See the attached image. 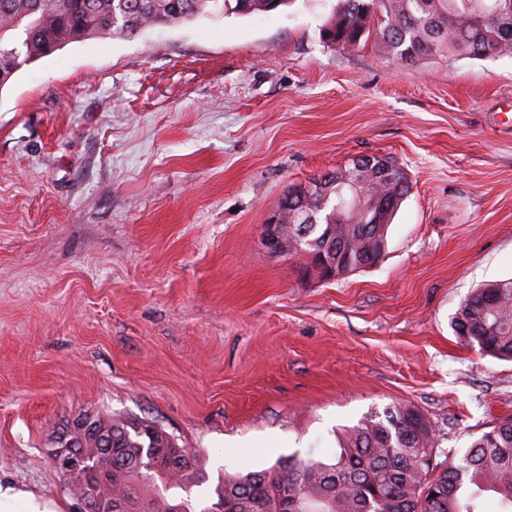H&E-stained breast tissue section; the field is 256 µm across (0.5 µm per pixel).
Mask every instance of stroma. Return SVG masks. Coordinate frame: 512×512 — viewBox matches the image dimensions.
Here are the masks:
<instances>
[{"label": "stroma", "instance_id": "stroma-1", "mask_svg": "<svg viewBox=\"0 0 512 512\" xmlns=\"http://www.w3.org/2000/svg\"><path fill=\"white\" fill-rule=\"evenodd\" d=\"M338 0L99 36L0 88V482L78 512L48 449L145 419L211 477L318 460L395 402L441 448L512 417V359L451 322L512 278V56L396 65L322 29ZM387 155L412 189L373 267L267 253L292 183Z\"/></svg>", "mask_w": 512, "mask_h": 512}]
</instances>
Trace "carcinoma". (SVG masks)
<instances>
[{
  "label": "carcinoma",
  "mask_w": 512,
  "mask_h": 512,
  "mask_svg": "<svg viewBox=\"0 0 512 512\" xmlns=\"http://www.w3.org/2000/svg\"><path fill=\"white\" fill-rule=\"evenodd\" d=\"M288 0H0V32L20 16L35 26L14 34L18 54L35 61L74 42L108 35L131 39L143 30L219 12L267 14ZM323 38L355 50L373 39L386 59L410 64L454 54L512 56V0H342ZM310 179L313 190L294 202L306 216L334 225L336 247L347 249L349 271L370 260L364 235L386 241L411 181L389 157L365 156ZM324 245L320 230L299 241L293 257ZM456 334L483 354L512 359V279L475 289L460 304ZM97 434L83 437L92 463L101 437L112 439V486L98 494L112 512H512V419L474 439L461 458L439 449L429 421L397 403L372 412L337 437L324 459L282 457L267 470L226 473L203 508L194 489L210 482L207 461L180 448L144 419L94 414Z\"/></svg>",
  "instance_id": "obj_1"
}]
</instances>
